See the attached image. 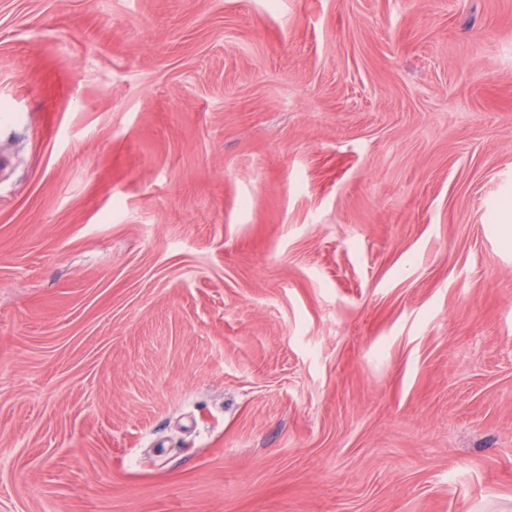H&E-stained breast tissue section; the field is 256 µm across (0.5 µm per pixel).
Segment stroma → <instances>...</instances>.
I'll use <instances>...</instances> for the list:
<instances>
[{
    "instance_id": "stroma-1",
    "label": "stroma",
    "mask_w": 512,
    "mask_h": 512,
    "mask_svg": "<svg viewBox=\"0 0 512 512\" xmlns=\"http://www.w3.org/2000/svg\"><path fill=\"white\" fill-rule=\"evenodd\" d=\"M0 512H512V0H0Z\"/></svg>"
}]
</instances>
